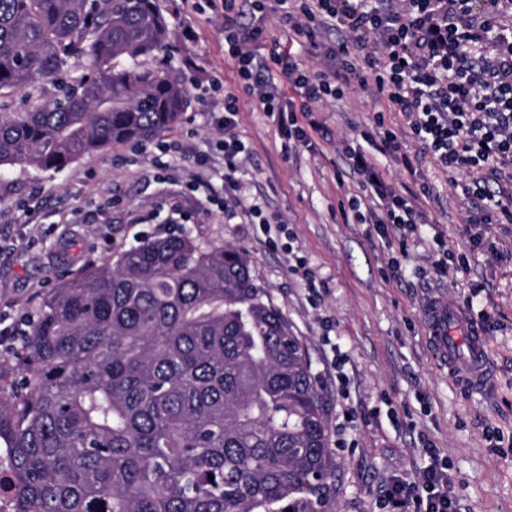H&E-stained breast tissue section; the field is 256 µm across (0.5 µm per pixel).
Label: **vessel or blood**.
<instances>
[{"instance_id": "obj_1", "label": "vessel or blood", "mask_w": 512, "mask_h": 512, "mask_svg": "<svg viewBox=\"0 0 512 512\" xmlns=\"http://www.w3.org/2000/svg\"><path fill=\"white\" fill-rule=\"evenodd\" d=\"M425 312L424 341L435 363L469 392L491 385L487 371V345L483 331L467 307L445 293L429 296Z\"/></svg>"}]
</instances>
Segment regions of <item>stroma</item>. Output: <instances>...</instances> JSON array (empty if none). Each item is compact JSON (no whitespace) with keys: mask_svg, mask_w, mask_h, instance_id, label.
Wrapping results in <instances>:
<instances>
[{"mask_svg":"<svg viewBox=\"0 0 512 512\" xmlns=\"http://www.w3.org/2000/svg\"><path fill=\"white\" fill-rule=\"evenodd\" d=\"M154 2L169 26V48L157 62L178 77L191 105L155 140L116 144L61 171H0V314L35 311L60 283L71 240L98 262L174 229L204 247L241 249L255 284L307 349L330 428L346 427L343 445L331 448L336 476L326 512H385L382 486L416 479L431 449L448 465L460 512H512V223H476L462 192L469 174L423 156L402 114L356 86L321 103L327 136L309 143L285 140L260 102L240 95V187L234 197L205 200L192 191L193 176L205 166L214 184L222 182L224 133L215 118L235 80L224 22L207 0ZM379 112L398 131L402 154L363 142ZM346 141L363 144L426 224L384 238L344 219L343 206L361 194ZM256 206L282 225L278 246L252 223ZM473 235L483 246L472 251ZM441 252L450 255L444 273L434 268ZM292 253L315 272L317 296L290 269ZM395 259L401 270H393ZM439 288L474 304L493 370L488 393L461 390L429 355L423 299Z\"/></svg>","mask_w":512,"mask_h":512,"instance_id":"obj_1","label":"stroma"}]
</instances>
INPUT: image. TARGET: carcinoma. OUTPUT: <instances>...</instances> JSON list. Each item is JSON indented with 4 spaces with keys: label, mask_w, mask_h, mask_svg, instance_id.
<instances>
[{
    "label": "carcinoma",
    "mask_w": 512,
    "mask_h": 512,
    "mask_svg": "<svg viewBox=\"0 0 512 512\" xmlns=\"http://www.w3.org/2000/svg\"><path fill=\"white\" fill-rule=\"evenodd\" d=\"M153 0H0V168L62 170L176 124ZM35 100L7 112L2 99ZM17 512H322L335 476L308 352L249 259L184 230L84 262L0 368Z\"/></svg>",
    "instance_id": "carcinoma-1"
}]
</instances>
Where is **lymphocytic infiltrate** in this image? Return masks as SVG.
I'll return each instance as SVG.
<instances>
[{
  "label": "lymphocytic infiltrate",
  "instance_id": "obj_1",
  "mask_svg": "<svg viewBox=\"0 0 512 512\" xmlns=\"http://www.w3.org/2000/svg\"><path fill=\"white\" fill-rule=\"evenodd\" d=\"M237 0H210L224 10L225 42L237 82L264 112L278 116L284 136L308 140L322 133L314 117L318 103L339 98L358 84L402 113L424 154L442 166L465 169L474 178L469 197L482 200V224L512 223V202L498 198L492 185L512 175V0H248L254 14L240 22ZM285 11L289 35L316 43L327 64L311 71L259 42V15ZM345 28L351 40L316 42V27ZM278 66L287 90L269 76ZM344 153L360 177L365 200H351L358 223L416 230L425 217L411 200L386 182L373 157L360 145ZM390 512H458L447 467L432 461L417 482L392 479L383 491Z\"/></svg>",
  "mask_w": 512,
  "mask_h": 512
}]
</instances>
